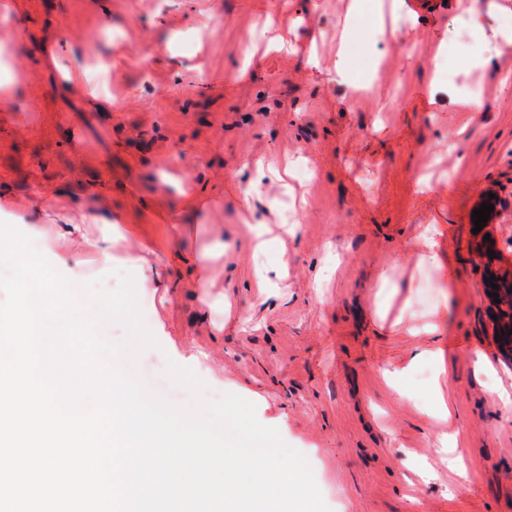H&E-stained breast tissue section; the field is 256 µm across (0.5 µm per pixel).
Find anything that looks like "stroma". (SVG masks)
<instances>
[{"mask_svg": "<svg viewBox=\"0 0 512 512\" xmlns=\"http://www.w3.org/2000/svg\"><path fill=\"white\" fill-rule=\"evenodd\" d=\"M349 2L0 0V32H23L0 44V182L20 199L0 220L83 280L132 273L160 343L142 362L254 403L331 512H512V359L486 286L512 274V0ZM65 41L110 58L87 68L110 111L59 89ZM84 185L122 232L108 265L43 245L55 213L94 211ZM143 249L159 264L129 263ZM433 314L437 335L408 333ZM446 435L466 479L439 460Z\"/></svg>", "mask_w": 512, "mask_h": 512, "instance_id": "1", "label": "stroma"}]
</instances>
